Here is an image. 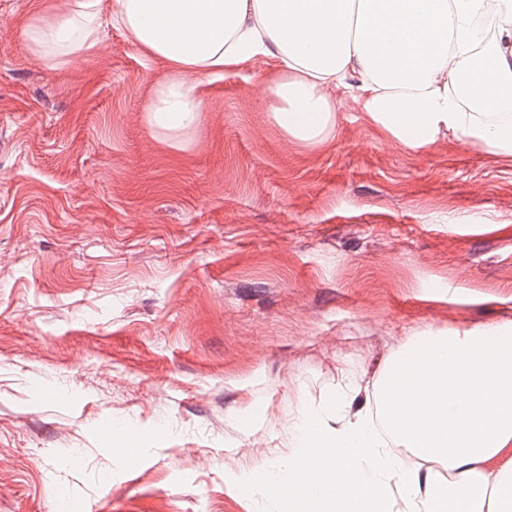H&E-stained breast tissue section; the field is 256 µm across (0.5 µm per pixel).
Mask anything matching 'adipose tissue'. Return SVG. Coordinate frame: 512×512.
Listing matches in <instances>:
<instances>
[{"instance_id":"obj_1","label":"adipose tissue","mask_w":512,"mask_h":512,"mask_svg":"<svg viewBox=\"0 0 512 512\" xmlns=\"http://www.w3.org/2000/svg\"><path fill=\"white\" fill-rule=\"evenodd\" d=\"M111 0L109 21L165 74L143 110L180 142L199 122L204 79L261 59L271 117L316 146L337 97L360 103L393 141L423 148L452 135L512 157V0ZM102 0H59L28 24L34 55L58 64L96 46ZM489 16L482 39L474 21ZM359 371L343 367L333 407L288 419V463L242 476L243 494L289 512H512V476L487 464L512 451V321L422 334L355 411Z\"/></svg>"}]
</instances>
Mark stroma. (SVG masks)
<instances>
[{
  "label": "stroma",
  "mask_w": 512,
  "mask_h": 512,
  "mask_svg": "<svg viewBox=\"0 0 512 512\" xmlns=\"http://www.w3.org/2000/svg\"><path fill=\"white\" fill-rule=\"evenodd\" d=\"M54 2L0 0V512H262L240 477L344 365L370 408L414 336L512 319V158L404 147L349 98L293 142L265 60L170 146L142 112L164 68L119 29L29 52Z\"/></svg>",
  "instance_id": "1"
}]
</instances>
